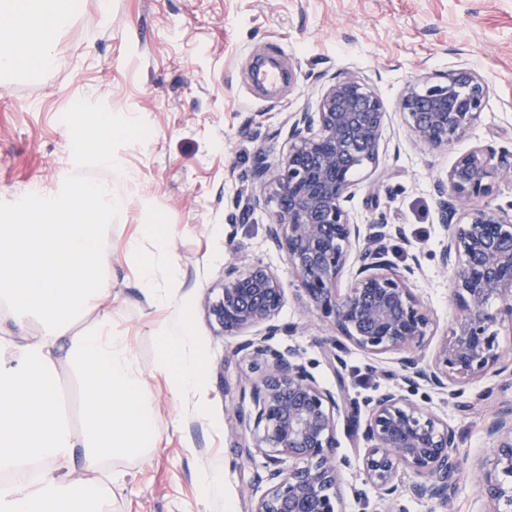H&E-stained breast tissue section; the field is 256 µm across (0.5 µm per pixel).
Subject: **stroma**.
Instances as JSON below:
<instances>
[{"label": "stroma", "mask_w": 512, "mask_h": 512, "mask_svg": "<svg viewBox=\"0 0 512 512\" xmlns=\"http://www.w3.org/2000/svg\"><path fill=\"white\" fill-rule=\"evenodd\" d=\"M53 66L0 76V221L12 218L19 193L57 190L78 175L112 176L123 205L112 215L103 247L112 255V328L125 336L141 369L161 441L140 458L116 461L123 486L109 495V512H211L197 482L212 460L224 463V504L250 512L267 489L264 449L240 450V424L226 386L258 377L245 335L227 336L209 312L221 294L224 264H262L284 292L272 346L295 348L319 384L362 400L382 391L396 370L391 354L371 356L336 344L326 324L299 297L283 254L267 236L274 202L250 219L232 223L236 202L268 134L288 113L316 111L324 75L351 72L383 100L388 116L376 167L361 170L349 204L359 224H396L397 264L418 258L415 294L430 307L438 332L454 314L448 276L438 265L447 233L438 219L435 184L456 158L491 144L512 147V0H80L71 25L56 41ZM274 55L294 75L265 94L251 81L250 65ZM466 66L490 93L476 124L446 148L419 149L395 103L414 79ZM85 102L112 125L117 169L106 170L92 152L74 153L68 132ZM279 136L277 150L287 148ZM382 185L378 201L367 185ZM143 224L171 231L170 258L159 281L178 277V299L202 349L204 412L186 417L156 367L155 324L166 317L150 308L126 258ZM492 388L489 399L476 395ZM408 396L447 420L458 435L461 475L449 507L436 499L403 497L406 512H485L472 475L493 445L485 431L492 411L512 406V375L468 385L451 398L419 388Z\"/></svg>", "instance_id": "1"}]
</instances>
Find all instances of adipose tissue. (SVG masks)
<instances>
[{"mask_svg":"<svg viewBox=\"0 0 512 512\" xmlns=\"http://www.w3.org/2000/svg\"><path fill=\"white\" fill-rule=\"evenodd\" d=\"M75 10L76 0H0V15L10 20L0 73L51 66L56 36ZM70 138L77 152L114 163L112 133L101 121L74 126ZM120 205L107 183H71L59 192L21 196L13 217L0 224V315L15 330L0 339V472L39 467L35 479L0 482V512H104L108 485L123 483L124 473L115 469L108 482L79 486L69 478L75 464L95 471L156 445L142 373L125 338L112 330V283L103 272L102 234ZM141 235L151 251L134 243L128 257L139 268L142 293L152 306L175 304V285L157 286L155 274L169 231L145 224ZM86 311L96 315L92 326L73 330ZM35 322L38 335H26ZM156 338V368L167 375L171 394L199 395L200 364L188 324L160 321ZM63 368L84 380L85 416L77 428L60 399Z\"/></svg>","mask_w":512,"mask_h":512,"instance_id":"obj_1","label":"adipose tissue"}]
</instances>
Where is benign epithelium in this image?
Masks as SVG:
<instances>
[{"mask_svg":"<svg viewBox=\"0 0 512 512\" xmlns=\"http://www.w3.org/2000/svg\"><path fill=\"white\" fill-rule=\"evenodd\" d=\"M487 94L484 79L459 66L438 80L409 84L396 108L417 146L445 148L474 125ZM386 118L372 88L340 73L327 80L317 111L287 117V151L261 152L251 171L256 185L275 179L268 236L310 309L356 349L395 353L399 365L398 382L361 405L344 397L341 378L334 392L321 387L297 350L267 344L282 331L274 323L284 302L279 278L266 266L225 263L221 297L210 312L225 335L258 330L259 338L244 348L264 365L240 388L233 410L258 432L255 447L271 449L268 488L251 512H337L343 471L352 467L337 451L341 424L365 448L357 460L364 483L396 512H404L398 507L404 492L448 505L461 474L456 431L408 399L404 388L426 386L457 397L473 380L512 366V354L497 341L501 328H512V205L487 202L497 181H512V149L475 147L437 183L439 220L448 232L438 263L448 272L458 314L429 364L421 348L435 335V321L409 287L419 260L398 266L389 259L388 242L401 230L354 224L347 210L351 176L378 160ZM345 271L351 287L342 290ZM486 431L496 446L489 466L475 474L477 491L490 504L488 512H512V408L494 411ZM407 470L419 480L404 489L399 475Z\"/></svg>","mask_w":512,"mask_h":512,"instance_id":"obj_1","label":"benign epithelium"}]
</instances>
